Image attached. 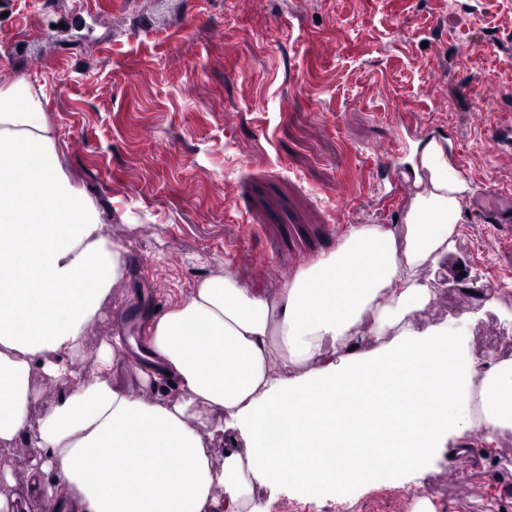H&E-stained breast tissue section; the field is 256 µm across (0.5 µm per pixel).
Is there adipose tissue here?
I'll return each instance as SVG.
<instances>
[{
    "instance_id": "ef3b65f1",
    "label": "adipose tissue",
    "mask_w": 512,
    "mask_h": 512,
    "mask_svg": "<svg viewBox=\"0 0 512 512\" xmlns=\"http://www.w3.org/2000/svg\"><path fill=\"white\" fill-rule=\"evenodd\" d=\"M45 97L23 79L0 86V446L25 438L44 452L0 474V512H20V483L43 512H263L255 489L270 485L345 500L388 467L422 469L449 438L512 431V359L478 362L441 327L410 322L431 298L418 272L447 255L468 190L434 143L405 246L365 224L275 297L212 275L154 316L140 379L155 388L176 378L178 401L113 382L118 334L103 341L96 371L74 373L68 360L126 256L97 201L72 184ZM377 301L366 334L353 336ZM372 335L386 344L368 347ZM38 373L72 388L35 427ZM460 385L476 396L451 403ZM216 418L250 442L218 469L201 436Z\"/></svg>"
}]
</instances>
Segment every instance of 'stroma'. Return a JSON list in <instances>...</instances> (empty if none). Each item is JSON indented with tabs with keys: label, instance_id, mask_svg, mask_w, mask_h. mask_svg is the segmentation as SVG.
Segmentation results:
<instances>
[{
	"label": "stroma",
	"instance_id": "stroma-1",
	"mask_svg": "<svg viewBox=\"0 0 512 512\" xmlns=\"http://www.w3.org/2000/svg\"><path fill=\"white\" fill-rule=\"evenodd\" d=\"M44 86L72 181L96 197L126 277L86 330L136 335L156 307L230 274L270 293L363 224L404 236L409 200L373 149L400 119L434 132L469 190L415 328L512 358V223L472 201L512 192V0H0V85ZM502 138L491 143L489 133ZM411 481L317 501L257 488L264 512H512V431L454 439Z\"/></svg>",
	"mask_w": 512,
	"mask_h": 512
}]
</instances>
